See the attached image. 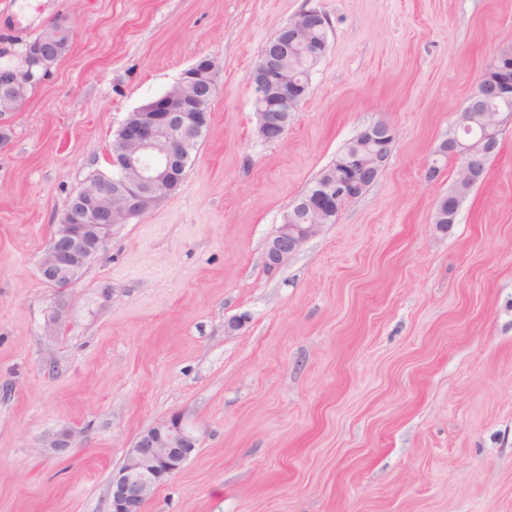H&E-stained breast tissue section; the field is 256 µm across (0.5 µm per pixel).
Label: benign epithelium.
Returning <instances> with one entry per match:
<instances>
[{
	"label": "benign epithelium",
	"mask_w": 512,
	"mask_h": 512,
	"mask_svg": "<svg viewBox=\"0 0 512 512\" xmlns=\"http://www.w3.org/2000/svg\"><path fill=\"white\" fill-rule=\"evenodd\" d=\"M328 27L317 10L302 12L299 19L282 28V36L268 42L248 75L253 88L257 135L265 142L279 140L287 131L294 112L293 103L305 90L292 84L286 63L288 45L313 47L309 32ZM69 42V32L34 48L33 60L25 67L0 68V99L15 101L27 85L37 80L33 66H50ZM216 62L201 57L170 90L155 98L150 107L132 112L118 130L117 155L109 159L116 175L99 173L70 200L60 224L54 228L39 261L44 283L52 288L73 283L88 263L112 239L113 230L147 212L164 197L160 186L166 160L186 143L197 140L208 126V102L217 92ZM512 96V83L483 80L460 113L457 125L464 137L453 135L443 141L434 157L447 154L457 162L458 177L475 182L482 178L481 161L494 154L499 145L497 131L502 113L488 102ZM365 149L345 154L336 167V178L295 197L283 214L282 224L265 247L268 268L277 269L309 239L328 224L337 222L342 200L370 186L388 156L383 146L395 138L394 128L379 122L360 134ZM446 206L435 211L432 223L452 224L459 209L453 194L443 197ZM198 437L173 415L140 435L129 448L124 466L112 477L107 512H143V506L157 487L180 471L197 448Z\"/></svg>",
	"instance_id": "benign-epithelium-1"
}]
</instances>
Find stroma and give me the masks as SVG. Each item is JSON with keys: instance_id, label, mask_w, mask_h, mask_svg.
<instances>
[{"instance_id": "stroma-1", "label": "stroma", "mask_w": 512, "mask_h": 512, "mask_svg": "<svg viewBox=\"0 0 512 512\" xmlns=\"http://www.w3.org/2000/svg\"><path fill=\"white\" fill-rule=\"evenodd\" d=\"M309 9L328 46L267 143L248 75ZM55 23L68 50L0 147V512H106L173 414L199 443L144 512H512V120L454 224L432 222L454 160L426 176L512 46V0H0V52ZM202 56L219 90L179 186L46 285L69 200ZM380 121L374 183L267 269L289 202Z\"/></svg>"}]
</instances>
